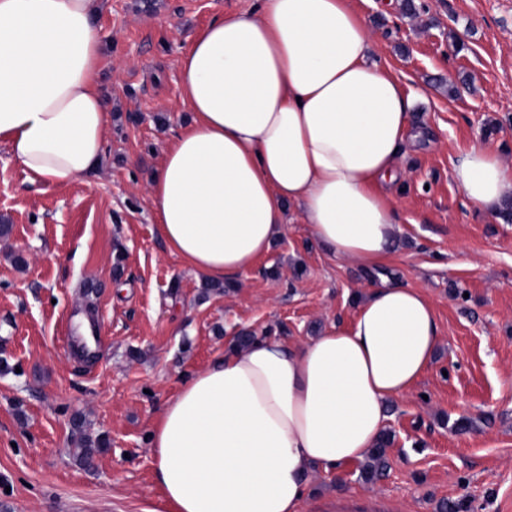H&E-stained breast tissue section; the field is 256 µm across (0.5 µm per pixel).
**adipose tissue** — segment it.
Returning a JSON list of instances; mask_svg holds the SVG:
<instances>
[{
  "instance_id": "adipose-tissue-1",
  "label": "adipose tissue",
  "mask_w": 512,
  "mask_h": 512,
  "mask_svg": "<svg viewBox=\"0 0 512 512\" xmlns=\"http://www.w3.org/2000/svg\"><path fill=\"white\" fill-rule=\"evenodd\" d=\"M98 0H0V143L46 183L98 170L111 108L97 80ZM190 119L148 196L168 249L203 279L250 270L295 206L334 258L370 269L400 232L385 184L411 98L376 59L351 0H259L227 10L183 51ZM455 182L484 213L512 200V167L472 146ZM432 302L382 285L349 324L313 339L228 346L161 409L149 443L165 512H300L312 469L365 460L387 409L439 346Z\"/></svg>"
}]
</instances>
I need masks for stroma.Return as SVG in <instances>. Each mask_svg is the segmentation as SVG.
<instances>
[{
  "mask_svg": "<svg viewBox=\"0 0 512 512\" xmlns=\"http://www.w3.org/2000/svg\"><path fill=\"white\" fill-rule=\"evenodd\" d=\"M101 167L44 183L0 144V512H162L149 431L183 381L234 336L299 342L350 321L381 284L419 288L440 346L388 408V469L313 470L304 512H512V222L452 176L475 145L512 165V0H351L377 60L413 99L390 188L402 232L383 267L329 257L296 209L254 269L209 291L160 238L147 187L189 119L179 61L196 31L252 0H99ZM102 326L87 360L60 337L86 302ZM109 445L83 466L72 429Z\"/></svg>",
  "mask_w": 512,
  "mask_h": 512,
  "instance_id": "obj_1",
  "label": "stroma"
}]
</instances>
